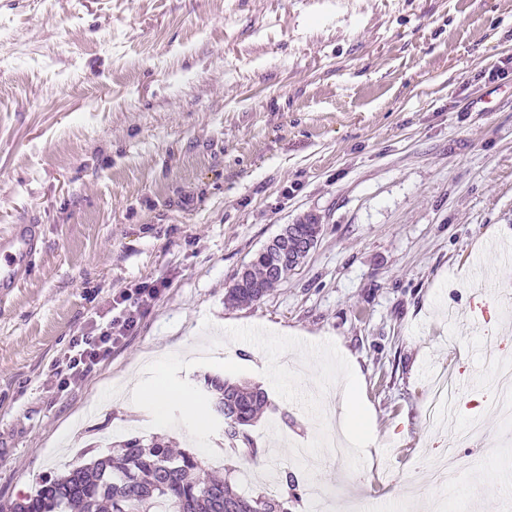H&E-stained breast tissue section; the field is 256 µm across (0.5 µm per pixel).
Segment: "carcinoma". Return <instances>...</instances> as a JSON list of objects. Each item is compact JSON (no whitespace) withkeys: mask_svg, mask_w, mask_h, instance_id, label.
<instances>
[{"mask_svg":"<svg viewBox=\"0 0 512 512\" xmlns=\"http://www.w3.org/2000/svg\"><path fill=\"white\" fill-rule=\"evenodd\" d=\"M287 228L296 252L307 245L305 237L320 235L310 223ZM290 271L288 265L277 266L274 252L257 253L224 301L230 306L256 302ZM205 384L213 411L224 420L225 438L233 445L250 446V457L257 458L246 426L266 406L265 393L218 376L205 378ZM204 466L194 454L176 453L160 438L146 446L133 437L89 463L69 464L12 512H288L284 497L241 495L220 478L201 476Z\"/></svg>","mask_w":512,"mask_h":512,"instance_id":"1","label":"carcinoma"}]
</instances>
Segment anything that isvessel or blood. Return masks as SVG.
I'll use <instances>...</instances> for the list:
<instances>
[{"label":"vessel or blood","mask_w":512,"mask_h":512,"mask_svg":"<svg viewBox=\"0 0 512 512\" xmlns=\"http://www.w3.org/2000/svg\"><path fill=\"white\" fill-rule=\"evenodd\" d=\"M42 249L40 228L15 224L0 234V295L18 287L31 273V262Z\"/></svg>","instance_id":"vessel-or-blood-1"}]
</instances>
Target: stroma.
<instances>
[{
    "label": "stroma",
    "mask_w": 512,
    "mask_h": 512,
    "mask_svg": "<svg viewBox=\"0 0 512 512\" xmlns=\"http://www.w3.org/2000/svg\"><path fill=\"white\" fill-rule=\"evenodd\" d=\"M320 224L304 262L260 301L224 293L285 225ZM42 227L44 249L0 300V501L69 462L161 435L244 470L203 379L261 387L252 441L277 443L288 512L406 497L417 512H512V423L482 413L451 489L421 481L448 446L423 416L455 368L457 430L492 397L484 358L512 356V265L483 287L512 231V0H0V232ZM162 291L82 388L58 392L71 337L113 297ZM355 357L374 440L336 459L325 436L337 363L304 378L280 340ZM163 363L181 402L152 427L122 390ZM318 459L294 464V442Z\"/></svg>",
    "instance_id": "stroma-1"
}]
</instances>
